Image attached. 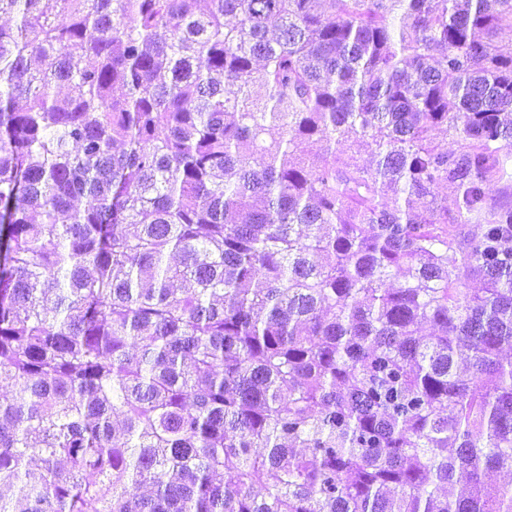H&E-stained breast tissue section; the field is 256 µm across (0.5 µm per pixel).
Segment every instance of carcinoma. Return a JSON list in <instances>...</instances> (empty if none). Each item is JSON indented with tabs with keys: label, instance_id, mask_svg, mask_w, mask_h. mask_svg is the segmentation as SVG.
I'll use <instances>...</instances> for the list:
<instances>
[{
	"label": "carcinoma",
	"instance_id": "carcinoma-1",
	"mask_svg": "<svg viewBox=\"0 0 512 512\" xmlns=\"http://www.w3.org/2000/svg\"><path fill=\"white\" fill-rule=\"evenodd\" d=\"M207 2L0 0V512H512V0Z\"/></svg>",
	"mask_w": 512,
	"mask_h": 512
}]
</instances>
